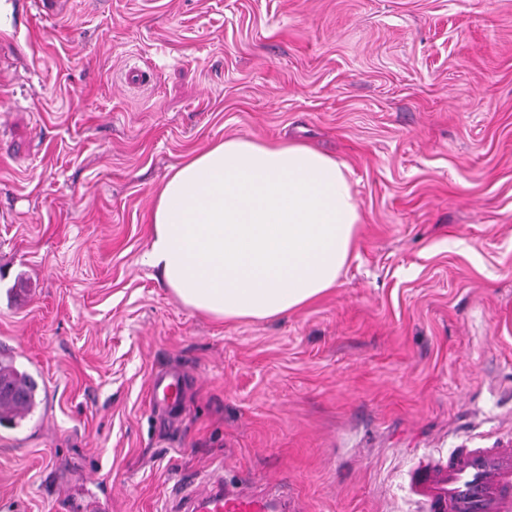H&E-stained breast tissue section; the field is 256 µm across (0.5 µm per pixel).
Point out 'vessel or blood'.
I'll return each instance as SVG.
<instances>
[{
  "label": "vessel or blood",
  "instance_id": "vessel-or-blood-1",
  "mask_svg": "<svg viewBox=\"0 0 512 512\" xmlns=\"http://www.w3.org/2000/svg\"><path fill=\"white\" fill-rule=\"evenodd\" d=\"M182 388L179 375L156 377L152 399L169 408L179 406ZM410 488L424 512H512V447L452 449L447 457L420 466ZM178 496L179 512H288V491L282 486L259 492L216 479L202 492L183 486Z\"/></svg>",
  "mask_w": 512,
  "mask_h": 512
}]
</instances>
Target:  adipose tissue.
<instances>
[{
	"mask_svg": "<svg viewBox=\"0 0 512 512\" xmlns=\"http://www.w3.org/2000/svg\"><path fill=\"white\" fill-rule=\"evenodd\" d=\"M359 223L336 158L291 140L228 137L158 191L142 262L193 311L277 319L335 288Z\"/></svg>",
	"mask_w": 512,
	"mask_h": 512,
	"instance_id": "1",
	"label": "adipose tissue"
}]
</instances>
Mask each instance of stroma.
I'll use <instances>...</instances> for the list:
<instances>
[{"label": "stroma", "instance_id": "35a3bbf8", "mask_svg": "<svg viewBox=\"0 0 512 512\" xmlns=\"http://www.w3.org/2000/svg\"><path fill=\"white\" fill-rule=\"evenodd\" d=\"M8 2L0 354L38 405L0 424V512H170L216 470L417 512L423 456L512 440V0ZM231 136L309 142L356 193L336 287L277 320L141 263L158 188ZM182 388V379L177 374L156 377L151 384L152 399L169 408L180 406Z\"/></svg>", "mask_w": 512, "mask_h": 512}]
</instances>
